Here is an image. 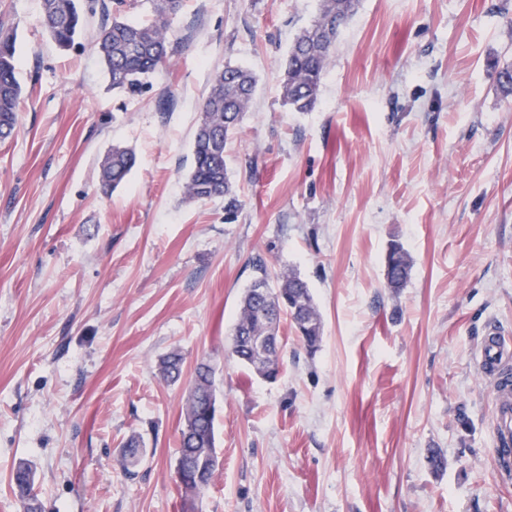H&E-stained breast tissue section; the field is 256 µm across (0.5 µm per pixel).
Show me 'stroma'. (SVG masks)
I'll use <instances>...</instances> for the list:
<instances>
[{"instance_id": "obj_1", "label": "stroma", "mask_w": 512, "mask_h": 512, "mask_svg": "<svg viewBox=\"0 0 512 512\" xmlns=\"http://www.w3.org/2000/svg\"><path fill=\"white\" fill-rule=\"evenodd\" d=\"M41 2L0 0L23 88L0 142V512H19L22 460L43 512H183L178 439L203 361L220 467L194 512H512L473 362L488 323L512 328V97L495 71L512 64V0H360L310 112L283 105L279 75L318 0H183L170 64L133 93L95 49L103 0H81L65 50ZM227 64L258 79L226 148L235 214L185 193ZM115 145L136 164L106 195ZM394 240L411 262L396 292ZM258 257L307 282L323 329L310 355L282 318L273 380L230 356ZM134 434L147 455L130 479ZM384 261L387 288L394 291L403 288L410 272V262L403 246L398 242L391 243ZM146 453L140 436H131L121 449L124 472L129 477L136 476V468L143 462Z\"/></svg>"}]
</instances>
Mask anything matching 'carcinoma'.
I'll use <instances>...</instances> for the list:
<instances>
[{
	"label": "carcinoma",
	"instance_id": "1",
	"mask_svg": "<svg viewBox=\"0 0 512 512\" xmlns=\"http://www.w3.org/2000/svg\"><path fill=\"white\" fill-rule=\"evenodd\" d=\"M125 2L115 0L112 21L101 29L95 48L105 63L112 88L134 90L172 57L168 19L178 12L181 0H151L154 20L148 24L127 19L123 9ZM358 3L359 0H319L315 20L294 39L280 78L282 100L291 111L308 112L315 107L331 46L336 42V25H344ZM42 20L59 47H70L82 27L79 0H42ZM256 85L253 73L241 66L228 64L214 74L193 140L192 167L186 182L188 199L205 201L223 196L234 207L240 206L228 178L225 152L241 127ZM21 94L15 37L1 27L0 140L8 139L15 130ZM135 162L132 150L112 147L101 165L103 192L118 188ZM385 268L388 288L395 291L405 286L410 262L400 243L390 244ZM283 314L292 319L306 350L316 351L322 335L321 320L310 289L299 276L283 275L278 287L269 289L267 301L256 298L251 286L242 294L231 355L255 374L268 379L277 378L280 372L281 351L272 349L260 364L254 339L263 335L269 325H278ZM182 362L183 357L178 352L166 355L160 362L161 377L167 382L177 381ZM183 415L177 448L179 467L176 468L183 476L176 477V482L188 501L210 488L219 467L215 450L213 368L207 363L196 367ZM145 456L141 437L128 438L121 449L124 472L130 477L136 476V468ZM35 476L33 466L25 461L19 462L12 472V489L23 512H35L41 507L34 492Z\"/></svg>",
	"mask_w": 512,
	"mask_h": 512
}]
</instances>
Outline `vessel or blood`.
Here are the masks:
<instances>
[{
  "label": "vessel or blood",
  "instance_id": "b4317fda",
  "mask_svg": "<svg viewBox=\"0 0 512 512\" xmlns=\"http://www.w3.org/2000/svg\"><path fill=\"white\" fill-rule=\"evenodd\" d=\"M474 364L494 383L492 431L499 450L500 472L508 478L512 476V382H505L503 372L512 364V337L497 324H487L475 351Z\"/></svg>",
  "mask_w": 512,
  "mask_h": 512
}]
</instances>
